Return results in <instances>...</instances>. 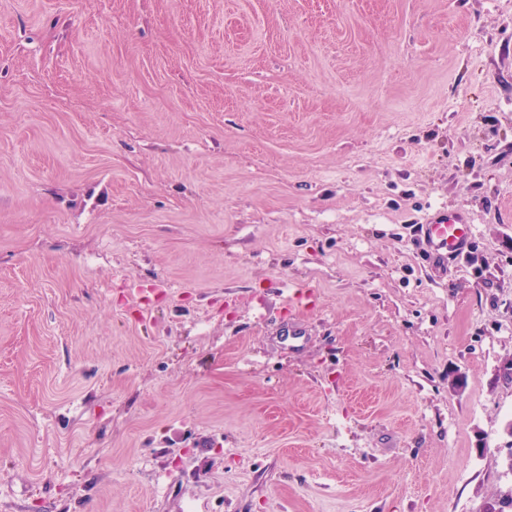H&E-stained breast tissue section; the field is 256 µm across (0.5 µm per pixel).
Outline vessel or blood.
<instances>
[{
	"label": "vessel or blood",
	"instance_id": "b4317fda",
	"mask_svg": "<svg viewBox=\"0 0 512 512\" xmlns=\"http://www.w3.org/2000/svg\"><path fill=\"white\" fill-rule=\"evenodd\" d=\"M434 260L448 261L465 255L473 241V226L458 213L439 210L418 226Z\"/></svg>",
	"mask_w": 512,
	"mask_h": 512
}]
</instances>
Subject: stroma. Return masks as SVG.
<instances>
[{"label": "stroma", "mask_w": 512, "mask_h": 512, "mask_svg": "<svg viewBox=\"0 0 512 512\" xmlns=\"http://www.w3.org/2000/svg\"><path fill=\"white\" fill-rule=\"evenodd\" d=\"M511 364L512 0H0V512H483ZM459 213L437 210L418 224L434 260L448 262L465 255L473 241V225Z\"/></svg>", "instance_id": "stroma-1"}]
</instances>
